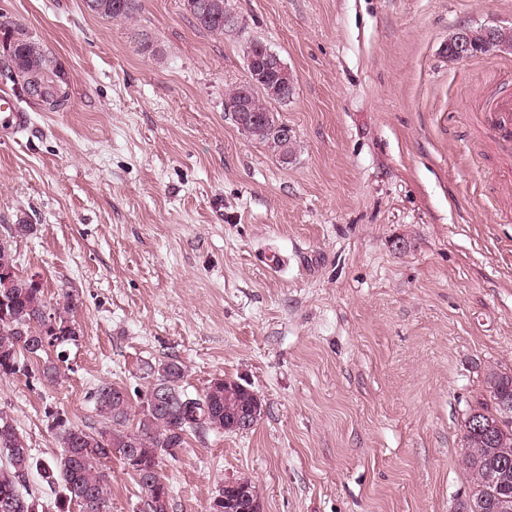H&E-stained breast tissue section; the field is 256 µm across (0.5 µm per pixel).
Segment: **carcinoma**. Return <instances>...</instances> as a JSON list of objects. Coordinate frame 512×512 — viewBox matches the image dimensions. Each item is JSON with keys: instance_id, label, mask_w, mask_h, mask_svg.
I'll return each mask as SVG.
<instances>
[{"instance_id": "obj_1", "label": "carcinoma", "mask_w": 512, "mask_h": 512, "mask_svg": "<svg viewBox=\"0 0 512 512\" xmlns=\"http://www.w3.org/2000/svg\"><path fill=\"white\" fill-rule=\"evenodd\" d=\"M142 0H84L91 13L113 22L129 21L141 9ZM187 11L201 29L224 34L225 0H184ZM264 43L247 42L245 58L252 82L248 104L263 120L246 129L256 141L281 158H288L294 139L283 133L273 105L283 103L276 73L266 69ZM0 48L8 68L22 82V89H39L37 98L55 106L61 101L62 69L44 52L41 43L24 28L0 21ZM79 294L65 290L55 302L47 301L44 289L31 287L19 270L13 246H0V374L24 375L32 372L30 360L46 352L40 339L50 334L44 314H49L59 351L79 341L80 328L73 319ZM152 386H167L179 401L157 414L139 412L130 423L133 406L129 393L120 386L103 383L90 392L95 415L102 427L87 431L67 420L56 418L53 430L63 448L57 459H37L12 418L0 412V497L7 495L18 504L17 512H107L110 476L106 462L117 456L131 465L142 493L141 512H168V487L155 474L158 457L183 447L188 435L207 431L224 433V404L248 406L256 393L238 382L214 379L200 393L188 392L181 382L184 364L164 361L145 366ZM490 403L470 410L462 429L466 453L462 464L470 475L474 491L467 495L480 512H512V466L489 477L492 463L507 459L512 463V418L504 416L502 404L512 402V374L493 370L488 375ZM36 470L54 496L26 486L28 474Z\"/></svg>"}]
</instances>
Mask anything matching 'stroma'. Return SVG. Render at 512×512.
I'll use <instances>...</instances> for the list:
<instances>
[{"label": "stroma", "mask_w": 512, "mask_h": 512, "mask_svg": "<svg viewBox=\"0 0 512 512\" xmlns=\"http://www.w3.org/2000/svg\"><path fill=\"white\" fill-rule=\"evenodd\" d=\"M210 34L183 0L135 20L84 0H0L64 70L57 109L0 63L29 113L0 127V233L47 299L74 290L82 336L56 383L0 377V411L33 454L53 416L97 426L96 385L140 407L144 363L184 386L253 390L247 431L191 434L161 455L169 512H208L247 479L261 512H454L473 485L461 425L491 370H512V197L479 123L512 52L448 60L459 28H512V0H227ZM263 41L293 75L277 111L288 159L224 109ZM110 512H139L135 475L107 463Z\"/></svg>", "instance_id": "1"}]
</instances>
